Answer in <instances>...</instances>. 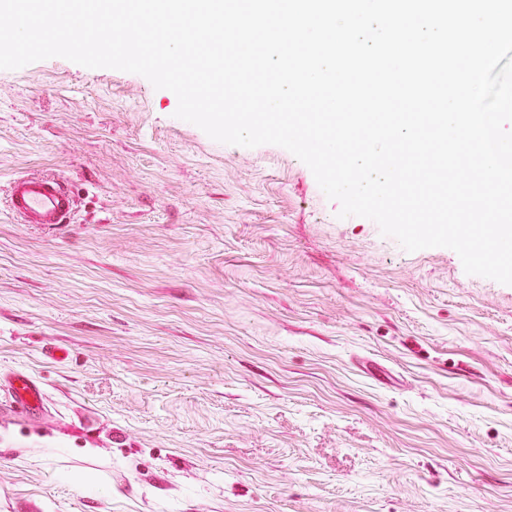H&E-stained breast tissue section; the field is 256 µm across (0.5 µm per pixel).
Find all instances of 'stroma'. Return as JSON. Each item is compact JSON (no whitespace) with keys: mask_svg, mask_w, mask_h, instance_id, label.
Listing matches in <instances>:
<instances>
[{"mask_svg":"<svg viewBox=\"0 0 512 512\" xmlns=\"http://www.w3.org/2000/svg\"><path fill=\"white\" fill-rule=\"evenodd\" d=\"M143 76L0 70V512H512V285L339 218L276 145L216 142ZM65 347L68 361L47 357ZM9 206L26 224H67L73 208L60 178L37 176L13 178ZM8 385L13 403L21 410L37 413L42 409L44 393L35 381L23 374H11Z\"/></svg>","mask_w":512,"mask_h":512,"instance_id":"stroma-1","label":"stroma"}]
</instances>
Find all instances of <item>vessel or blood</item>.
Wrapping results in <instances>:
<instances>
[{"mask_svg":"<svg viewBox=\"0 0 512 512\" xmlns=\"http://www.w3.org/2000/svg\"><path fill=\"white\" fill-rule=\"evenodd\" d=\"M9 206L12 215L26 224H64L72 213V198L61 179L18 176L11 182ZM11 398L21 410L36 413L44 405L41 387L23 374L10 375Z\"/></svg>","mask_w":512,"mask_h":512,"instance_id":"obj_1","label":"vessel or blood"}]
</instances>
